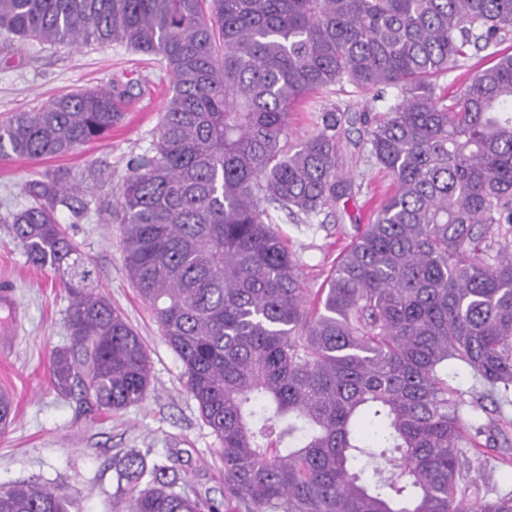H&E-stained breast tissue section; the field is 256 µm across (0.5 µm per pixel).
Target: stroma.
I'll return each mask as SVG.
<instances>
[{"mask_svg":"<svg viewBox=\"0 0 512 512\" xmlns=\"http://www.w3.org/2000/svg\"><path fill=\"white\" fill-rule=\"evenodd\" d=\"M10 45L7 51L0 48V118L33 110L53 96L109 87L116 79L131 83L132 90L123 122L107 139L43 161L0 160V286L14 290L20 322L16 335H0V391L8 393L15 406L12 424L0 433V484L51 482L70 495L69 512H109L114 474L108 460L132 449L160 464L179 458L187 489L221 499L224 478L215 453L217 439L185 389L180 359L127 277L120 225L95 214L73 224L67 212L57 214L91 261L97 288L138 331L150 354L146 400L91 418L51 385L49 355L69 343L66 293L53 274L27 264L6 222L25 200V183L46 171L66 168L78 173L94 163L111 168L112 178L105 186L117 188L127 160L152 144L171 76L155 57L122 44ZM333 106L351 116L386 108L385 102L373 101L351 85L334 86L310 95L296 108L291 116L293 139L312 134L321 112ZM346 130L343 153L351 195L340 201L335 214L309 226L292 223L281 213L274 216L303 279L313 289L321 286L357 225L369 222L372 198L390 184L389 177L368 161L359 125H347Z\"/></svg>","mask_w":512,"mask_h":512,"instance_id":"35a3bbf8","label":"stroma"}]
</instances>
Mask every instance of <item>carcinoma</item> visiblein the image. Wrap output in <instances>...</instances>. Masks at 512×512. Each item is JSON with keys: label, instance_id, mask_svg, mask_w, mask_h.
<instances>
[{"label": "carcinoma", "instance_id": "carcinoma-1", "mask_svg": "<svg viewBox=\"0 0 512 512\" xmlns=\"http://www.w3.org/2000/svg\"><path fill=\"white\" fill-rule=\"evenodd\" d=\"M3 33L125 44L172 75L151 149L113 199L96 165L57 169L26 182L8 217L26 262L68 296L54 389L93 415L149 392L142 338L56 217L94 211L121 225L127 276L219 442L223 500L126 452L111 459L112 512H512V491L465 452L512 423V52L497 49L512 0H0ZM471 46L491 61L439 87ZM344 83L396 91L360 118L391 183L312 296L271 212L307 223L349 195L345 113L295 142L289 128L306 96ZM129 96L114 82L15 112L0 160L106 138ZM458 369L477 382L465 393L448 386ZM12 409L0 392V432ZM0 512L69 501L22 481L0 487Z\"/></svg>", "mask_w": 512, "mask_h": 512}]
</instances>
